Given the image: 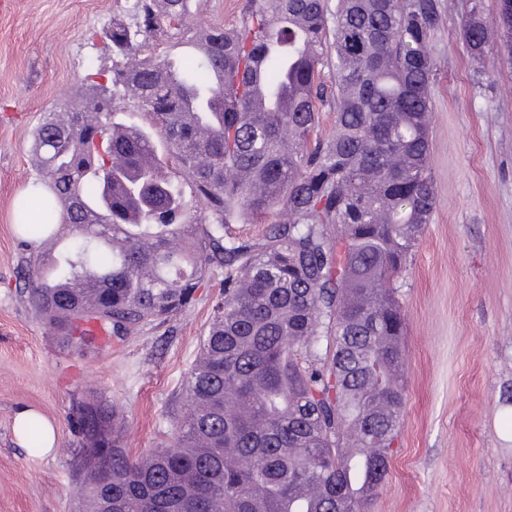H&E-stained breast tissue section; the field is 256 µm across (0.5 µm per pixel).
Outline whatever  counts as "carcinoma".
Returning <instances> with one entry per match:
<instances>
[{"instance_id":"cac0c4a2","label":"carcinoma","mask_w":512,"mask_h":512,"mask_svg":"<svg viewBox=\"0 0 512 512\" xmlns=\"http://www.w3.org/2000/svg\"><path fill=\"white\" fill-rule=\"evenodd\" d=\"M130 12L105 32L107 85L33 132L47 195L38 223L21 225L40 242L28 299L59 347L85 350L87 324L118 337L164 321L216 268L224 295L169 447L134 457L111 401L71 407L80 512H369L403 420L396 282L435 209L440 0H246L234 26L188 38L194 55L178 64L139 47L190 32L189 0H133ZM461 34L479 63L493 41L512 44V0L491 19L467 0ZM117 97L138 103L176 176L150 132L104 113ZM326 102L336 127L321 139ZM186 186L201 222L186 220ZM235 222L269 227L242 239Z\"/></svg>"}]
</instances>
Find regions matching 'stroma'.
I'll return each mask as SVG.
<instances>
[{
    "label": "stroma",
    "mask_w": 512,
    "mask_h": 512,
    "mask_svg": "<svg viewBox=\"0 0 512 512\" xmlns=\"http://www.w3.org/2000/svg\"><path fill=\"white\" fill-rule=\"evenodd\" d=\"M245 0H191V25L228 26ZM430 37V224L397 284L406 317L403 425L371 512H512V47L476 75L461 36L466 0H441ZM130 0H0V512H78L68 423L97 393L124 414L132 454L171 444L187 375L200 354L223 272L191 307L100 349L60 350L19 275L36 248L11 222L38 180L32 135L90 73L110 69L100 34ZM51 421L45 456L19 446L14 416Z\"/></svg>",
    "instance_id": "1"
}]
</instances>
